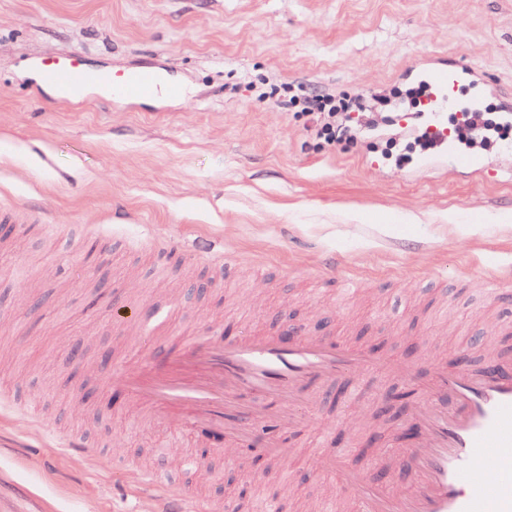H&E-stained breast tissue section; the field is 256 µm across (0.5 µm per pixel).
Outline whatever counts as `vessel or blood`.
Wrapping results in <instances>:
<instances>
[{"mask_svg":"<svg viewBox=\"0 0 512 512\" xmlns=\"http://www.w3.org/2000/svg\"><path fill=\"white\" fill-rule=\"evenodd\" d=\"M45 84L70 92L89 82L117 87L129 98L158 91L159 76L141 71L115 80L104 72L89 78L78 63L58 62L42 72ZM436 89L429 113L430 128L447 132L445 114L453 106L445 96L451 81L443 68L428 72ZM188 255L231 266L234 255L208 240L196 242ZM477 277L487 301L512 299V271L485 269ZM282 331L254 332L235 339L215 333L193 339L159 360L125 369L119 384L127 398L163 426L191 425L204 441L201 454L211 453V440L246 446L254 462L285 458L292 450L278 432L280 420L302 426L294 407L310 398L311 385H323L348 374L397 372L415 386L420 399L411 412L409 446L400 459L411 490L398 496L382 484L348 470L339 459L326 460L336 476L337 493L347 512H512V459L501 460L495 474L484 468L490 448H512V354L487 358L476 367L445 365L421 372L411 362L392 366L373 348H347L329 337L284 342ZM263 404H254V397ZM264 431L263 447H249L254 433ZM194 486L162 493L158 512H193Z\"/></svg>","mask_w":512,"mask_h":512,"instance_id":"vessel-or-blood-1","label":"vessel or blood"}]
</instances>
